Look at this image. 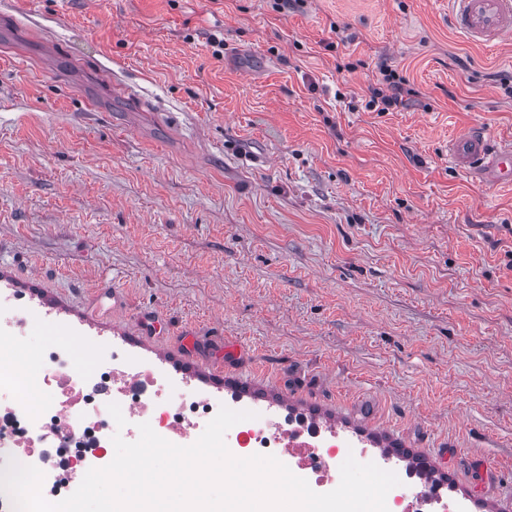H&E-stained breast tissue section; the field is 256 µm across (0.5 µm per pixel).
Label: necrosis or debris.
Returning <instances> with one entry per match:
<instances>
[{
    "label": "necrosis or debris",
    "instance_id": "4bbe7bcc",
    "mask_svg": "<svg viewBox=\"0 0 512 512\" xmlns=\"http://www.w3.org/2000/svg\"><path fill=\"white\" fill-rule=\"evenodd\" d=\"M40 314L16 292L0 289V467L13 460L40 469L41 492L49 502L71 495L89 469L105 467L114 435L136 441L139 424L146 422L164 439L188 446L220 406L241 407L234 399L200 394L187 379L167 376L155 360L111 347L98 335L89 340L91 358L67 340L33 346L31 320ZM31 349L39 364L33 374L21 363ZM113 402L124 427L108 411ZM257 412V418L227 431V446L250 456H275L315 492L334 490L341 461L351 456L399 477L386 497L388 512H465L463 501L426 489L423 476L383 452L303 417L262 406Z\"/></svg>",
    "mask_w": 512,
    "mask_h": 512
}]
</instances>
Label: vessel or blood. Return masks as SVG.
I'll list each match as a JSON object with an SVG mask.
<instances>
[{"instance_id":"b4317fda","label":"vessel or blood","mask_w":512,"mask_h":512,"mask_svg":"<svg viewBox=\"0 0 512 512\" xmlns=\"http://www.w3.org/2000/svg\"><path fill=\"white\" fill-rule=\"evenodd\" d=\"M452 27L469 42L495 45L512 35V0H449ZM448 157L458 168L477 171L496 186L512 185V148L490 145L480 129L453 139Z\"/></svg>"}]
</instances>
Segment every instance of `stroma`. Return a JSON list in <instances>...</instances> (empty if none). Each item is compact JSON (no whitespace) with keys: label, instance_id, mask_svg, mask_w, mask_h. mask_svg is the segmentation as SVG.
I'll list each match as a JSON object with an SVG mask.
<instances>
[{"label":"stroma","instance_id":"obj_1","mask_svg":"<svg viewBox=\"0 0 512 512\" xmlns=\"http://www.w3.org/2000/svg\"><path fill=\"white\" fill-rule=\"evenodd\" d=\"M448 12L0 0V287L512 512L459 469L512 479V189L448 160L476 126L512 145V37L469 43ZM381 58L415 95L369 112Z\"/></svg>","mask_w":512,"mask_h":512}]
</instances>
